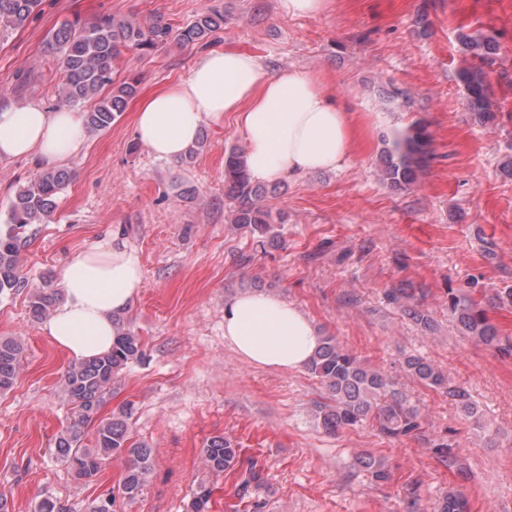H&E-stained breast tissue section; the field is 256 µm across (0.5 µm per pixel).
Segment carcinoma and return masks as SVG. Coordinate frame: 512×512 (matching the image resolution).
<instances>
[{"label": "carcinoma", "mask_w": 512, "mask_h": 512, "mask_svg": "<svg viewBox=\"0 0 512 512\" xmlns=\"http://www.w3.org/2000/svg\"><path fill=\"white\" fill-rule=\"evenodd\" d=\"M40 0H0V29L24 26L36 13ZM224 15L205 10L186 27L173 30L154 24L144 27L126 18L104 17L90 24L64 23L49 40V48L58 56L63 74L59 102L78 106L94 101L84 113L90 132L109 130L137 89L138 79L115 78L122 49L149 54L170 43L179 46L211 43L221 29ZM463 53L474 62L458 73L465 90L467 104L482 123L494 120L488 110L491 86L482 68L494 54L497 43L492 37L475 36L463 31L457 35ZM106 87L111 92L98 98ZM433 137L422 120L413 122L399 134L385 155L380 168L382 181L393 187L413 185L432 158ZM70 180L68 170L52 167L37 172L15 193L8 219L0 225V295L25 287L20 274L19 251L26 228L42 224L50 218L61 191ZM225 196L233 202L230 221L245 229L264 244V237L274 235L273 225L286 221L282 213H273L261 204L265 184L254 181L245 164V152L233 147L224 152ZM61 300L58 289L46 283L31 290L29 310L35 320L48 316ZM448 310L466 335L485 345L500 341L485 310L474 300L448 293ZM116 336L112 349L69 365L61 384V393L71 406L73 422L56 439V458L80 480L90 481L98 475L103 461L123 457L128 462L122 488L133 502L145 486L152 471L151 449L132 441L129 414L121 411L108 418H98L112 382L129 363L142 355L140 338L114 320ZM23 346L14 337H0V392L10 390L18 376ZM407 373L419 383L443 388L448 397L457 401L471 415L474 407L469 392L451 384L442 372L422 357L409 355L404 360ZM307 370L325 385L327 396L314 402L315 420L326 430L355 427L366 422L376 427L388 439L408 437L419 432L420 414L407 395L395 388L382 372L363 363L344 349L334 336L320 337L319 345L309 359ZM97 426L91 443H85L83 428L91 422ZM433 453L453 464L456 448L442 439L430 441ZM204 466L213 473H222L238 462V449L223 436H213L202 448ZM359 464L379 481L387 479L382 463L371 455L359 458ZM212 490L201 485L191 504V512H208ZM439 512H469L468 501L457 492H449L442 500Z\"/></svg>", "instance_id": "cac0c4a2"}]
</instances>
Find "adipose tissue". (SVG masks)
Returning <instances> with one entry per match:
<instances>
[{"label": "adipose tissue", "instance_id": "adipose-tissue-1", "mask_svg": "<svg viewBox=\"0 0 512 512\" xmlns=\"http://www.w3.org/2000/svg\"><path fill=\"white\" fill-rule=\"evenodd\" d=\"M230 113L257 182L337 169L362 136L356 112L320 74L271 73L254 55L223 49L203 52L186 80L144 97L135 134L157 157L176 159L194 144L202 124L223 126ZM86 138L82 114L71 109L38 103L0 109L2 158L30 156L52 167ZM142 279L140 253L120 237L87 246L62 270L64 300L43 324L44 333L74 360L109 351L112 317L128 310ZM224 339L247 362L282 370L304 367L319 342L306 315L268 293H245L225 306Z\"/></svg>", "mask_w": 512, "mask_h": 512}]
</instances>
